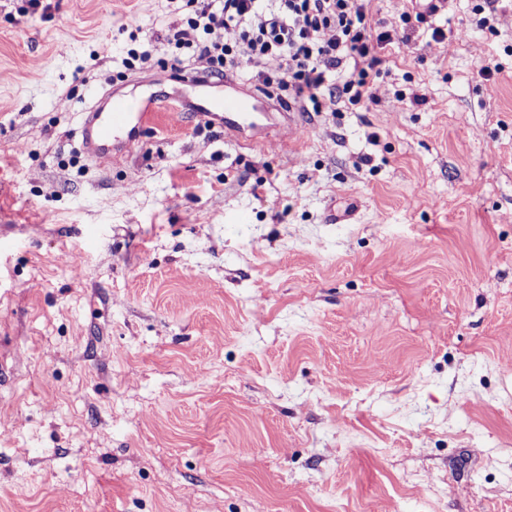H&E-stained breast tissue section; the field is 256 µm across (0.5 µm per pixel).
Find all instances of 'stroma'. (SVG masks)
<instances>
[{
  "label": "stroma",
  "mask_w": 512,
  "mask_h": 512,
  "mask_svg": "<svg viewBox=\"0 0 512 512\" xmlns=\"http://www.w3.org/2000/svg\"><path fill=\"white\" fill-rule=\"evenodd\" d=\"M45 2L0 0V512H512V0H373V100L114 159L86 112L193 100L190 9Z\"/></svg>",
  "instance_id": "stroma-1"
}]
</instances>
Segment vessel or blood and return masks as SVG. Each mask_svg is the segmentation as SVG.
Segmentation results:
<instances>
[{"label": "vessel or blood", "mask_w": 512, "mask_h": 512, "mask_svg": "<svg viewBox=\"0 0 512 512\" xmlns=\"http://www.w3.org/2000/svg\"><path fill=\"white\" fill-rule=\"evenodd\" d=\"M265 101L257 93L242 94L225 89L223 94L203 98L195 108L205 123H221L225 132L241 135L267 131ZM151 103L109 93L85 114L82 144L90 154L113 158L119 142H134L151 117Z\"/></svg>", "instance_id": "b4317fda"}]
</instances>
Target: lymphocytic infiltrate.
<instances>
[{
  "label": "lymphocytic infiltrate",
  "instance_id": "f902f5d3",
  "mask_svg": "<svg viewBox=\"0 0 512 512\" xmlns=\"http://www.w3.org/2000/svg\"><path fill=\"white\" fill-rule=\"evenodd\" d=\"M195 15L170 27L168 45L192 49L206 75L236 73L284 92L289 107L322 112L373 99L379 53L394 34L371 0H191Z\"/></svg>",
  "mask_w": 512,
  "mask_h": 512
}]
</instances>
